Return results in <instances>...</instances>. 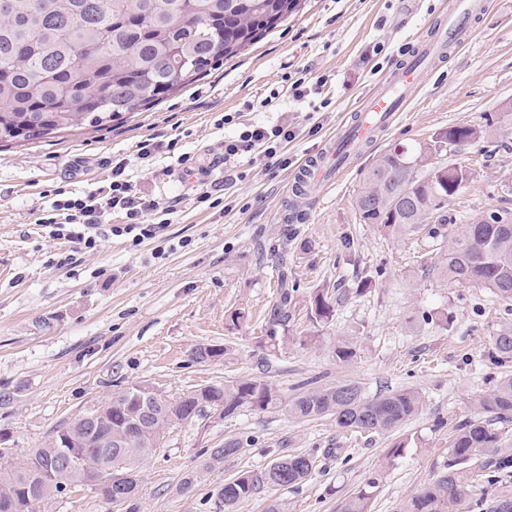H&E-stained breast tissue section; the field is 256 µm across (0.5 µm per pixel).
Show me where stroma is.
<instances>
[{"label":"stroma","mask_w":512,"mask_h":512,"mask_svg":"<svg viewBox=\"0 0 512 512\" xmlns=\"http://www.w3.org/2000/svg\"><path fill=\"white\" fill-rule=\"evenodd\" d=\"M448 0H304L302 9L237 56L148 109L104 128L69 129L24 145L0 147V436L9 448H36L97 402L144 382L168 399L216 382L260 379L283 398L316 386L360 383L368 396L414 388L423 410L395 431L360 436L331 417L302 421L285 409L241 408L172 422L159 448L139 466L137 512H224L218 486L263 471L289 453L313 457L304 484L264 486L239 512H336L341 498L371 477L379 487L372 512H400L412 493L433 482L448 455L454 424L473 413L496 371L484 356L512 302L488 289L436 275L439 244L426 234L389 235L360 223L353 201L363 175L396 145L435 138L454 125L481 126L512 113V0H489L468 44L426 71L407 112L365 156L347 161L331 187L312 186L302 203L289 188L294 166L320 152L406 58L414 40L439 25ZM382 45L373 54V45ZM325 76L327 105L259 102L282 90L298 69ZM317 126L291 142L290 168L237 162L224 183V139L239 125L281 116ZM161 149L138 159L140 141ZM175 150H167V143ZM187 156L179 165L178 156ZM126 161L139 195L182 197L156 238L133 245L108 236L96 249L58 239L36 218L57 189L107 188ZM454 160L469 179L445 210L447 235L491 210L512 213V130L462 144ZM216 189L222 208L194 203ZM374 285L357 293L360 280ZM294 286L287 327L270 329L267 311L282 283ZM321 288L337 299L325 323L310 318ZM245 320L232 322L234 313ZM451 313L443 328L441 313ZM282 338L269 347L270 333ZM354 358L338 360L339 339ZM224 347L223 359L196 361L202 346ZM241 451L211 469L202 463L225 439ZM407 440L402 457L387 448ZM198 479L190 491L181 482ZM41 512H127L90 487L71 486Z\"/></svg>","instance_id":"1"}]
</instances>
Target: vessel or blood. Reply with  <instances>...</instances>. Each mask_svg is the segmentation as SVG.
Wrapping results in <instances>:
<instances>
[{"instance_id": "1", "label": "vessel or blood", "mask_w": 512, "mask_h": 512, "mask_svg": "<svg viewBox=\"0 0 512 512\" xmlns=\"http://www.w3.org/2000/svg\"><path fill=\"white\" fill-rule=\"evenodd\" d=\"M486 0H450L448 27L436 38L421 42L412 49L408 61L370 95L359 109L358 115L342 126L334 140L318 156H306L295 173L296 184L311 187L318 182H331L342 172L341 167L330 166L329 161L339 155H358L370 146L376 136L387 129L405 106L408 94L418 89L429 64L435 63L448 50L461 48L468 39L473 21L486 8Z\"/></svg>"}]
</instances>
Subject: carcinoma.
<instances>
[{
    "instance_id": "cac0c4a2",
    "label": "carcinoma",
    "mask_w": 512,
    "mask_h": 512,
    "mask_svg": "<svg viewBox=\"0 0 512 512\" xmlns=\"http://www.w3.org/2000/svg\"><path fill=\"white\" fill-rule=\"evenodd\" d=\"M300 0H8L0 8V146L30 143L74 127L102 128L126 112L158 104L191 85L220 59L236 56L287 20ZM508 118L487 120V129L470 125L448 128L429 142L395 147L381 155L364 175L354 200L362 224H376L388 234L442 236L444 208L467 180L462 169H416L417 160L448 142L481 139L489 129L501 131ZM437 270L448 281L489 289L512 301V218L493 210L468 224L448 247ZM336 299L314 294L311 319L332 316ZM290 319L288 290L267 313L271 326ZM486 356L502 368L501 376L474 403V416L455 424L440 476L414 494L402 512H512V324L492 337ZM130 386L88 412L96 421L76 437L77 458L120 462L128 473L124 493L129 512L138 488L137 462L159 446L160 432L172 421H187L211 405L224 404L232 414L243 406L261 410L287 408L288 415L311 420L330 416L336 425L361 435L390 432L423 408L420 392L404 388L368 397L359 384L345 382L314 387L283 401L261 379L215 383L188 390L177 400L161 399L152 416L153 432L131 436L125 412L137 406ZM490 419L484 420L482 416ZM112 438V447L102 441ZM243 441L229 439L213 448L208 463L237 454ZM314 461L287 454L264 471L245 472L217 490L224 512L238 508L257 490L296 486L311 477ZM92 470L66 468L55 440L40 448L0 457V512H34L31 501L48 498L47 484L57 492L70 485H90ZM379 486L372 477L349 494L339 512H371Z\"/></svg>"
}]
</instances>
